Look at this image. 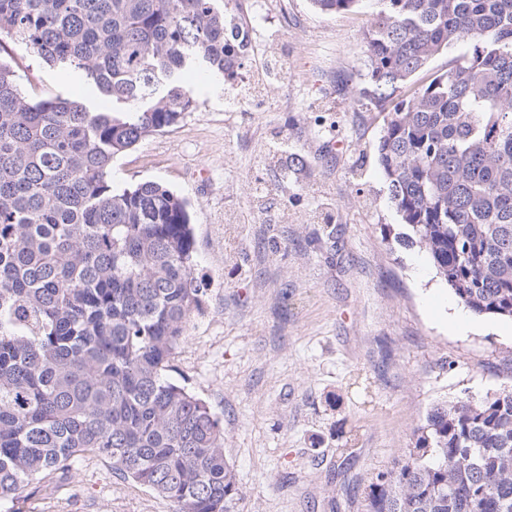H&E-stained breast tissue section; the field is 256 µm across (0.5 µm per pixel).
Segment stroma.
I'll use <instances>...</instances> for the list:
<instances>
[{
    "mask_svg": "<svg viewBox=\"0 0 512 512\" xmlns=\"http://www.w3.org/2000/svg\"><path fill=\"white\" fill-rule=\"evenodd\" d=\"M253 31L235 81L184 73L195 108L118 156L112 181H157L195 226L201 309L172 378L224 426L242 497L233 512H362L429 408L512 383V320L458 303L403 226L366 110V12L310 0H244ZM30 98L94 102L73 69L4 41ZM304 168H288L291 154ZM95 457L34 484L0 512H174Z\"/></svg>",
    "mask_w": 512,
    "mask_h": 512,
    "instance_id": "1",
    "label": "stroma"
}]
</instances>
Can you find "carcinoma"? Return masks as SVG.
<instances>
[{"label": "carcinoma", "mask_w": 512, "mask_h": 512, "mask_svg": "<svg viewBox=\"0 0 512 512\" xmlns=\"http://www.w3.org/2000/svg\"><path fill=\"white\" fill-rule=\"evenodd\" d=\"M325 14L363 0H311ZM363 31L388 199L458 301L512 319V0H371ZM241 0H0V39L73 68L125 111L32 101L0 60V503L112 463L176 512L242 496L210 405L168 375L201 304L186 202L118 188L112 161L172 127L204 64L229 80ZM469 51L396 101L458 43ZM162 95H155L160 83ZM364 512H512V384L433 404Z\"/></svg>", "instance_id": "obj_1"}]
</instances>
